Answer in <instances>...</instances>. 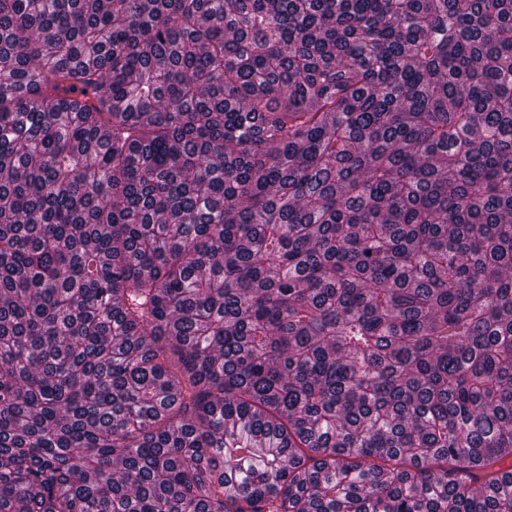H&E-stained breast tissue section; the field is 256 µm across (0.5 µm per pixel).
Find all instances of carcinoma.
I'll list each match as a JSON object with an SVG mask.
<instances>
[{"mask_svg":"<svg viewBox=\"0 0 512 512\" xmlns=\"http://www.w3.org/2000/svg\"><path fill=\"white\" fill-rule=\"evenodd\" d=\"M0 512H512V0H0Z\"/></svg>","mask_w":512,"mask_h":512,"instance_id":"carcinoma-1","label":"carcinoma"}]
</instances>
